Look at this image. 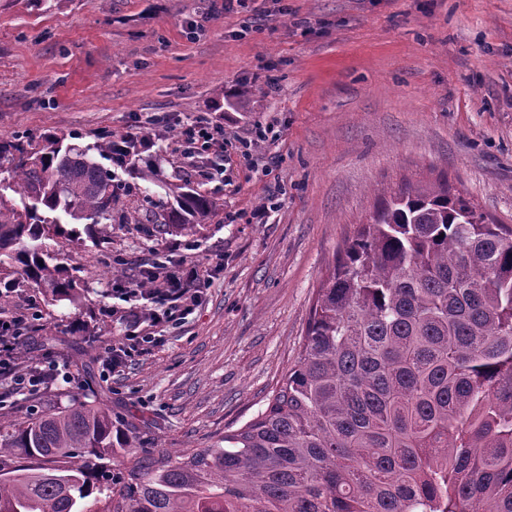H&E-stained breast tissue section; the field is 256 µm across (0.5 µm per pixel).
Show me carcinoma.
Wrapping results in <instances>:
<instances>
[{
	"label": "carcinoma",
	"mask_w": 512,
	"mask_h": 512,
	"mask_svg": "<svg viewBox=\"0 0 512 512\" xmlns=\"http://www.w3.org/2000/svg\"><path fill=\"white\" fill-rule=\"evenodd\" d=\"M148 140L0 139L23 200L0 194V308L26 286L76 302L81 279L49 242L142 223L115 170L156 182ZM162 187L144 195L152 224L218 212L178 175ZM136 428L76 398L0 420V512H80L95 492L103 512H512V227L446 182L399 189L345 241L295 364L224 447L96 467Z\"/></svg>",
	"instance_id": "cac0c4a2"
}]
</instances>
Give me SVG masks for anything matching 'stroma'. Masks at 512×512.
I'll use <instances>...</instances> for the list:
<instances>
[{
    "instance_id": "35a3bbf8",
    "label": "stroma",
    "mask_w": 512,
    "mask_h": 512,
    "mask_svg": "<svg viewBox=\"0 0 512 512\" xmlns=\"http://www.w3.org/2000/svg\"><path fill=\"white\" fill-rule=\"evenodd\" d=\"M199 115L223 124V154L188 147ZM260 126L270 135L244 157L239 140ZM139 127L165 175L220 209L190 232L113 224L99 241L57 239L81 302L20 288L0 317H31L24 352L68 378L22 394L1 379L0 419L105 393L139 420V454L177 461L262 408L338 250L393 192L446 182L512 225V0H245L230 13L224 0H0V138L84 146ZM273 199L268 223H250ZM159 258L195 261V310L109 369L115 343L148 331L112 290Z\"/></svg>"
}]
</instances>
